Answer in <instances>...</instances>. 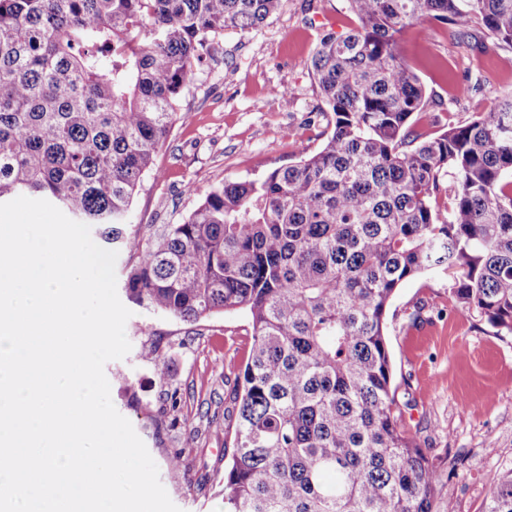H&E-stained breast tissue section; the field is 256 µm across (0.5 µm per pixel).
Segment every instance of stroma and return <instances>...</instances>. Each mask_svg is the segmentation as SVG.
<instances>
[{"instance_id":"obj_1","label":"stroma","mask_w":512,"mask_h":512,"mask_svg":"<svg viewBox=\"0 0 512 512\" xmlns=\"http://www.w3.org/2000/svg\"><path fill=\"white\" fill-rule=\"evenodd\" d=\"M356 24L346 0H280L259 28L215 38L156 155L164 175L144 178L130 223H178L210 186L259 179L301 151L318 150L326 123L310 57L325 33ZM399 46L431 98L415 116L419 131L433 135L467 122L512 92V49L492 46L482 33L461 42L447 25L424 22L406 28ZM279 86L290 96H270ZM450 284L447 275L423 274L397 289L386 329L392 387L401 426L438 470L434 512H482L488 481L512 468V334L453 306ZM129 309L131 350L104 368L112 402L181 512H224V469L234 451L228 428L251 350L248 317L236 311L187 324L134 303ZM145 343L164 358V378L139 359ZM175 455L181 465L173 471L167 462ZM455 457L465 463L452 472Z\"/></svg>"}]
</instances>
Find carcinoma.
<instances>
[{"mask_svg":"<svg viewBox=\"0 0 512 512\" xmlns=\"http://www.w3.org/2000/svg\"><path fill=\"white\" fill-rule=\"evenodd\" d=\"M347 2L357 27L310 60L321 148L141 232L133 198L211 41L260 27L279 0H0V203L37 197L95 225L142 307L248 315L224 512H432L439 475L391 389V301L446 274L454 304L512 334V94L425 136L426 87L398 49L427 20L512 48V0ZM483 512H512V468Z\"/></svg>","mask_w":512,"mask_h":512,"instance_id":"carcinoma-1","label":"carcinoma"}]
</instances>
